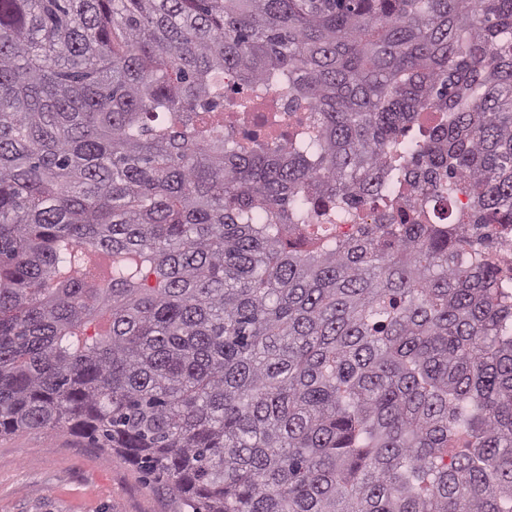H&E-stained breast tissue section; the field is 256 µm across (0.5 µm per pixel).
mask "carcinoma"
I'll list each match as a JSON object with an SVG mask.
<instances>
[{
	"label": "carcinoma",
	"mask_w": 512,
	"mask_h": 512,
	"mask_svg": "<svg viewBox=\"0 0 512 512\" xmlns=\"http://www.w3.org/2000/svg\"><path fill=\"white\" fill-rule=\"evenodd\" d=\"M226 73L310 136L225 137ZM429 110L445 143H399ZM413 154L457 235L293 244ZM469 224L512 225V0H0L1 434L192 512H512V284Z\"/></svg>",
	"instance_id": "carcinoma-1"
}]
</instances>
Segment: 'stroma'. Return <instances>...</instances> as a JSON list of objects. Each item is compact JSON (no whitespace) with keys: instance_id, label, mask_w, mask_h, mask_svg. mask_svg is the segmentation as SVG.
<instances>
[{"instance_id":"stroma-1","label":"stroma","mask_w":512,"mask_h":512,"mask_svg":"<svg viewBox=\"0 0 512 512\" xmlns=\"http://www.w3.org/2000/svg\"><path fill=\"white\" fill-rule=\"evenodd\" d=\"M0 512H180L166 486L59 430L0 435Z\"/></svg>"}]
</instances>
